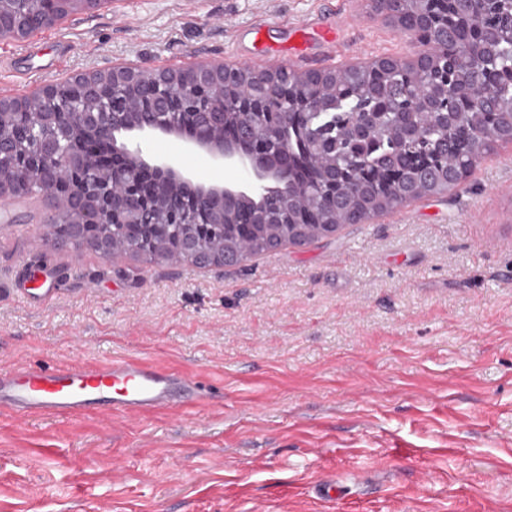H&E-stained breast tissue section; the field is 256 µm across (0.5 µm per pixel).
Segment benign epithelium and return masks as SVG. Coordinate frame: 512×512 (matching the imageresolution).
I'll use <instances>...</instances> for the list:
<instances>
[{
    "label": "benign epithelium",
    "instance_id": "obj_1",
    "mask_svg": "<svg viewBox=\"0 0 512 512\" xmlns=\"http://www.w3.org/2000/svg\"><path fill=\"white\" fill-rule=\"evenodd\" d=\"M36 0H0V37L22 39L50 28L77 13L97 10L108 0H53L51 9H33ZM405 0H372L374 11L407 28L427 51L411 60H374L357 69L376 80L387 77L407 85L416 76H429L427 87L405 106L393 110L401 142L418 134L417 115L427 112L435 121L452 125L436 149L424 155L398 157L389 162L385 178L375 191L430 183L448 172V154L474 148L468 129L460 123L465 110L479 106L494 121L498 103L489 97L479 103L456 90L448 77V52L467 41L483 45L486 33L468 4L456 0H429L430 7L404 17ZM311 86L335 81L333 71L296 72L286 65L255 70L249 66L201 62L187 70L112 67L71 80L83 89V99L70 101L69 84H46L29 98L0 96V121L22 118L24 123L0 130V198L23 189L40 195L51 213V234L45 243L75 244L109 258L112 226H121L136 253L147 252V230L158 224L187 228L170 244L174 256L199 267L233 266L246 252L208 254L203 240L237 225L236 235L248 237L259 223L260 209L284 211L297 187L295 156L279 141L280 131H301L306 164L323 174L322 203L334 210L344 181L360 182L361 169L336 175V167H321V141L311 127L313 109L293 92L294 78ZM149 106L140 109L137 103ZM388 112L371 109L349 126L359 141L371 140ZM157 135L172 136L183 144L178 157L154 156L145 143ZM207 154L224 168L249 176L244 185L203 180L191 159ZM382 211L363 203L348 212L346 223L365 224Z\"/></svg>",
    "mask_w": 512,
    "mask_h": 512
}]
</instances>
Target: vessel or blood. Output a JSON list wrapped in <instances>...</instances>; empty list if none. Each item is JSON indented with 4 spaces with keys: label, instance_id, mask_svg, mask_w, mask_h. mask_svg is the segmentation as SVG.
Masks as SVG:
<instances>
[{
    "label": "vessel or blood",
    "instance_id": "obj_1",
    "mask_svg": "<svg viewBox=\"0 0 512 512\" xmlns=\"http://www.w3.org/2000/svg\"><path fill=\"white\" fill-rule=\"evenodd\" d=\"M197 396L192 381L137 358L39 372L22 366L0 371V406L24 415L80 414L104 403L112 412L140 416Z\"/></svg>",
    "mask_w": 512,
    "mask_h": 512
}]
</instances>
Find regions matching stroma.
Returning <instances> with one entry per match:
<instances>
[{"mask_svg":"<svg viewBox=\"0 0 512 512\" xmlns=\"http://www.w3.org/2000/svg\"><path fill=\"white\" fill-rule=\"evenodd\" d=\"M370 0H112L0 38V95L131 60L330 70L423 52ZM0 203V369L138 357L175 411L0 410V512H512V143L465 182L226 268L42 248Z\"/></svg>","mask_w":512,"mask_h":512,"instance_id":"obj_1","label":"stroma"}]
</instances>
